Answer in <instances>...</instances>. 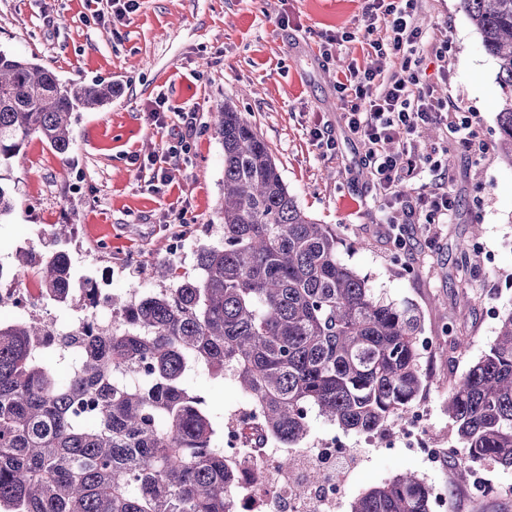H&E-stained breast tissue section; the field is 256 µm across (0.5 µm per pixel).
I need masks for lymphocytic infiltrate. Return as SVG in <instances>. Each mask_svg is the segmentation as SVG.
Listing matches in <instances>:
<instances>
[{"label": "lymphocytic infiltrate", "instance_id": "lymphocytic-infiltrate-1", "mask_svg": "<svg viewBox=\"0 0 512 512\" xmlns=\"http://www.w3.org/2000/svg\"><path fill=\"white\" fill-rule=\"evenodd\" d=\"M417 5L418 0H366L362 21L372 37L371 48L378 56L400 59L401 66L386 77L377 69L354 67L336 83L344 125L365 147L362 163L382 206L381 221L391 227L398 222L407 179L423 170L433 181L415 188L408 217L418 224H433L450 218L457 206L446 186L447 158L419 145L424 127L444 124L474 158L487 151L468 117L459 116L451 102L437 97L433 84L421 77L425 31L415 19ZM381 28L385 37L375 38Z\"/></svg>", "mask_w": 512, "mask_h": 512}]
</instances>
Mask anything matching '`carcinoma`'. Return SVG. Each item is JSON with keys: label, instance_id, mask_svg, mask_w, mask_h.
I'll list each match as a JSON object with an SVG mask.
<instances>
[{"label": "carcinoma", "instance_id": "carcinoma-1", "mask_svg": "<svg viewBox=\"0 0 512 512\" xmlns=\"http://www.w3.org/2000/svg\"><path fill=\"white\" fill-rule=\"evenodd\" d=\"M495 60L504 98L499 156L512 165V0H461ZM110 83L64 82L45 64L0 50V169L24 163L37 135L70 160L72 115L112 102ZM224 149L221 240L196 252V273L171 259L146 270L156 290L108 296L112 322L92 313L96 280L77 275L54 224L33 270L44 298L80 316L0 320V512H229L238 477L190 378L234 383L261 410L247 437L289 447L309 415L346 432L401 420L423 390L424 317L408 300L379 297L339 254L336 228L288 191L272 152L234 105L217 109ZM15 210L0 183V218ZM460 441L455 476L474 464L512 470V310L496 338L448 395ZM425 480L410 471L354 498L350 512H431Z\"/></svg>", "mask_w": 512, "mask_h": 512}]
</instances>
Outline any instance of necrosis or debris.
<instances>
[{
  "mask_svg": "<svg viewBox=\"0 0 512 512\" xmlns=\"http://www.w3.org/2000/svg\"><path fill=\"white\" fill-rule=\"evenodd\" d=\"M259 419L258 406L249 399L230 411L224 424V454L239 475L232 512H340L349 482L341 473L350 453L348 434L334 429L305 448L290 449L268 437L254 444L243 430ZM422 422V411L412 409L384 438L383 451L390 454L401 446L421 453L431 465L441 464L444 453L424 440ZM291 456L298 464L289 469L284 461ZM313 470L320 473V481L306 497L296 496L295 485Z\"/></svg>",
  "mask_w": 512,
  "mask_h": 512,
  "instance_id": "obj_1",
  "label": "necrosis or debris"
}]
</instances>
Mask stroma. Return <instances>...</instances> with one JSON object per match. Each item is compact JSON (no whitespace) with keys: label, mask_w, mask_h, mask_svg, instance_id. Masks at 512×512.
<instances>
[{"label":"stroma","mask_w":512,"mask_h":512,"mask_svg":"<svg viewBox=\"0 0 512 512\" xmlns=\"http://www.w3.org/2000/svg\"><path fill=\"white\" fill-rule=\"evenodd\" d=\"M90 18L85 0H0V49L37 57L64 81L110 82L120 93L95 111L78 112L70 168L40 137L24 147L22 168L4 171L17 207L0 221V257L37 240L40 230L71 220L69 248L80 273L102 293L149 288L151 262L168 257L172 236L186 235L178 266L192 269L198 246L222 235L218 204L224 149L213 133L214 114L231 102L268 144L291 194L317 222L333 225L341 258L383 297L409 300L424 314L434 339L423 353L426 378L418 398L424 427L446 448L445 463L430 467L418 455H389L351 439L355 464L346 500L400 471L411 470L448 498V512H512V471L485 466L488 490L457 482L458 448L445 401L469 365L496 336L500 314L512 309V165L495 150L504 97L497 67L460 0H419L416 20L432 44L447 43L444 60L423 52V77L451 97L489 146L482 166L445 126L421 136L423 150L446 153L457 197L450 223L405 224L404 248L379 224L376 197L361 171L363 146L344 127L336 81L350 67L397 69L391 58L363 50L361 41L320 49L326 35L359 28L364 0H138L122 23ZM173 112L163 127L149 118L157 98ZM333 130L335 153H322L306 134L314 122ZM189 150L170 161V183L150 185L149 156L179 135ZM186 207L185 224L170 223ZM494 257L487 270L475 253H461L472 225ZM469 341L467 350L455 346ZM194 389L216 423L243 395L232 383L194 376Z\"/></svg>","instance_id":"stroma-1"}]
</instances>
